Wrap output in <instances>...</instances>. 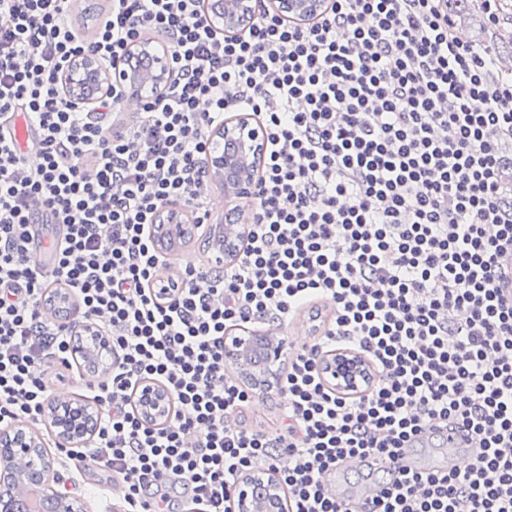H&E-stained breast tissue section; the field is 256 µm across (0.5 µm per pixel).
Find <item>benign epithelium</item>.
I'll use <instances>...</instances> for the list:
<instances>
[{"instance_id":"7a95c632","label":"benign epithelium","mask_w":512,"mask_h":512,"mask_svg":"<svg viewBox=\"0 0 512 512\" xmlns=\"http://www.w3.org/2000/svg\"><path fill=\"white\" fill-rule=\"evenodd\" d=\"M266 5L284 18L300 23L323 13L326 0H210L207 13L212 25L230 34L250 26L258 16L260 5ZM171 76L168 52L143 37L130 46L125 60L112 72L92 57H79L71 61L62 73V80L69 89V97L79 105L86 106L105 87L110 90H147L156 94L168 84ZM220 147L208 153L205 163L208 173L224 176V197L229 206L228 213L235 214L241 204L252 201L257 185V166L266 147L263 128L244 113H236L224 119L214 129ZM183 207L166 204L162 208L160 223L151 227V236L156 247L177 226L181 232L196 236L200 226L186 225L182 220ZM249 234V225L235 224L224 235V261L230 262L239 255L240 245ZM257 339L247 326L240 327L224 336V362L237 364L253 362ZM287 343L278 347L263 345L262 368L247 376L246 381L259 392L268 394L281 388V365L286 356ZM322 378L335 388L346 392H359L370 382L371 370L366 361L350 350H336L319 358ZM170 404L169 393L153 384L144 385L139 393V406L147 421L153 422L166 415ZM56 447L73 448L86 443L87 436L97 428L100 415L90 411L84 402L63 415L54 412ZM39 447L30 431L16 428L12 424L0 431V487L13 486L16 474L13 462L19 456L33 455ZM30 484L39 489L53 503L52 512H87L85 501L77 496L61 497L56 493L52 478L39 467L27 475ZM236 512H284V502L275 474L259 471L242 480L233 502Z\"/></svg>"}]
</instances>
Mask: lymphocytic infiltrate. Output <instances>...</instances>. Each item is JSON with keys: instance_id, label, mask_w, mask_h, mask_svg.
<instances>
[{"instance_id": "1", "label": "lymphocytic infiltrate", "mask_w": 512, "mask_h": 512, "mask_svg": "<svg viewBox=\"0 0 512 512\" xmlns=\"http://www.w3.org/2000/svg\"><path fill=\"white\" fill-rule=\"evenodd\" d=\"M73 0H0V426L42 420L49 365L75 367L76 325L47 321L65 292L112 344L91 384L102 409L66 471L91 460L122 487L125 512H231L236 486L275 472L287 512H512V78L461 41L448 0H328L298 25L271 11L247 29H212L205 0H108L90 38ZM167 44L173 73L128 123L105 93L72 105L71 59L107 68L135 37ZM233 112L267 133L249 237L229 266H188L168 298L150 226L180 201L206 223L210 130ZM34 127L38 164L13 139ZM64 225L39 263L34 228ZM329 305L321 339L288 352L279 420L242 421L256 395L224 377V335L281 325ZM369 361L364 390L336 392L320 354ZM170 394L143 422L141 382ZM461 429L466 467H401L413 441ZM383 475L372 505L324 489L341 464Z\"/></svg>"}]
</instances>
